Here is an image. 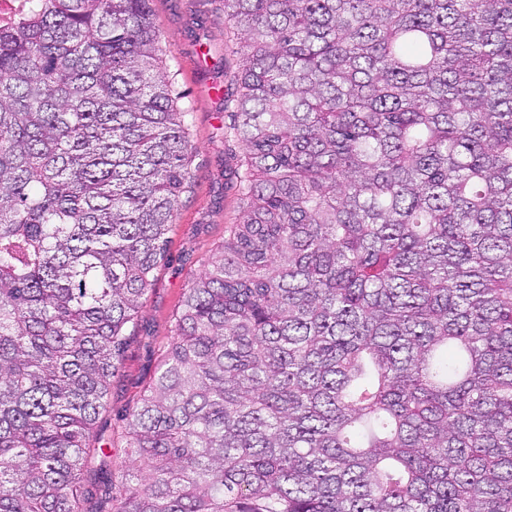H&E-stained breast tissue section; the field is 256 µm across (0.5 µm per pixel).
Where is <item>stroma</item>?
Segmentation results:
<instances>
[{"mask_svg":"<svg viewBox=\"0 0 512 512\" xmlns=\"http://www.w3.org/2000/svg\"><path fill=\"white\" fill-rule=\"evenodd\" d=\"M151 7L175 89L190 110L191 187L180 198L166 257L130 330L107 408L89 438L90 446L105 448L116 466L126 458L125 415L156 371L184 293L240 211L236 171L243 150L229 129L242 60L234 31L224 21V0H152Z\"/></svg>","mask_w":512,"mask_h":512,"instance_id":"obj_1","label":"stroma"}]
</instances>
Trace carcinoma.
Wrapping results in <instances>:
<instances>
[{
	"label": "carcinoma",
	"instance_id": "cac0c4a2",
	"mask_svg": "<svg viewBox=\"0 0 512 512\" xmlns=\"http://www.w3.org/2000/svg\"><path fill=\"white\" fill-rule=\"evenodd\" d=\"M0 24V512H512V0H224L240 217L89 436L190 188L152 0Z\"/></svg>",
	"mask_w": 512,
	"mask_h": 512
}]
</instances>
